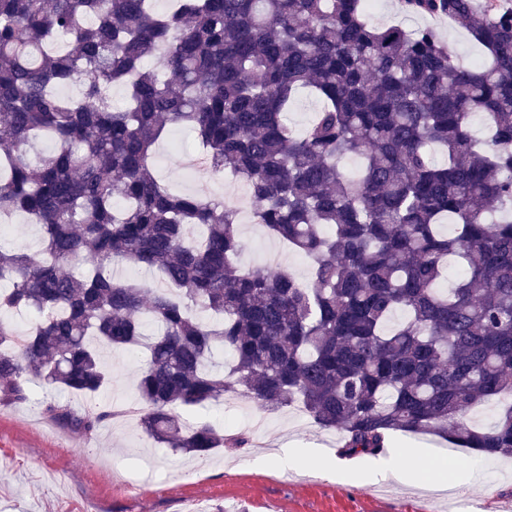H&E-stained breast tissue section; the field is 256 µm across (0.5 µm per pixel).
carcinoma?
Returning <instances> with one entry per match:
<instances>
[{
	"label": "carcinoma",
	"instance_id": "cac0c4a2",
	"mask_svg": "<svg viewBox=\"0 0 512 512\" xmlns=\"http://www.w3.org/2000/svg\"><path fill=\"white\" fill-rule=\"evenodd\" d=\"M153 2L0 0V218L42 229L37 251L0 242V312L31 315L23 332L0 320V408L37 383L43 417L94 439L119 413L92 403L112 383L103 351L143 346L132 418L176 453L250 447L188 420L242 395L300 404L348 454L403 431L512 458V401L467 423L512 398V6L402 0L463 25L483 48L464 66L433 27L371 24L365 0ZM303 93L319 107L299 132ZM176 125L311 259L307 282L241 267L237 212L157 177ZM451 257L465 276L448 293Z\"/></svg>",
	"mask_w": 512,
	"mask_h": 512
}]
</instances>
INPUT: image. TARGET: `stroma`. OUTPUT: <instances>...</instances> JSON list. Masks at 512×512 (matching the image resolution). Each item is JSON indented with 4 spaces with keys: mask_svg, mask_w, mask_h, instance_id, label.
Instances as JSON below:
<instances>
[{
    "mask_svg": "<svg viewBox=\"0 0 512 512\" xmlns=\"http://www.w3.org/2000/svg\"><path fill=\"white\" fill-rule=\"evenodd\" d=\"M198 155L193 134L171 128L156 151L159 178L180 193H239L244 248L238 261L246 268L264 266L268 251L283 250L281 242L255 224L249 192L231 177L183 179L184 167ZM144 362L141 351H114L112 387L101 404H135L134 379ZM203 417L246 434L251 447L217 449L198 459L163 448L130 420L112 421L88 441L40 420L32 405L2 409L0 512H187L194 505L203 512H422L428 501L444 507L452 499L464 501L462 512H500L502 501L512 500V460H487L436 436L403 434L399 441L429 445L459 466L475 464L478 485L454 490L448 499L394 482L375 493L370 485L329 479L310 469H269L257 464L255 455H274L291 441L339 454V431L320 429L299 406L265 413L245 397L204 411Z\"/></svg>",
    "mask_w": 512,
    "mask_h": 512,
    "instance_id": "obj_1",
    "label": "stroma"
}]
</instances>
